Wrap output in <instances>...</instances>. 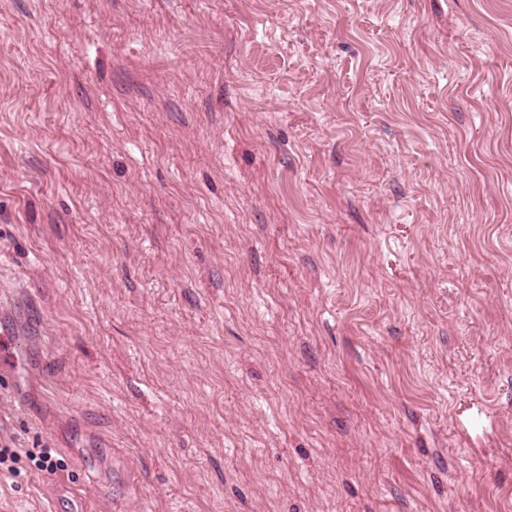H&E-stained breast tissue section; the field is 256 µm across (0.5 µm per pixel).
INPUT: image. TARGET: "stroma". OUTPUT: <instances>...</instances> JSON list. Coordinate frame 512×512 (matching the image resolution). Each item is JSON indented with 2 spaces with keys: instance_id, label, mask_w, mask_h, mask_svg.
Segmentation results:
<instances>
[{
  "instance_id": "1",
  "label": "stroma",
  "mask_w": 512,
  "mask_h": 512,
  "mask_svg": "<svg viewBox=\"0 0 512 512\" xmlns=\"http://www.w3.org/2000/svg\"><path fill=\"white\" fill-rule=\"evenodd\" d=\"M0 283V512H512V0H0ZM24 331L20 330L18 327L8 328L3 326L1 328L0 322V335H1V345L0 352H3V356L7 355L10 361L14 364L15 369H25L28 367L22 352L17 348L15 344H11L6 342V348L4 349V336H23ZM22 454H24L29 462L33 463L34 467L39 471L55 473L57 469L63 467L60 462L61 460L56 459L55 455H57V451L52 448L24 449L11 448L6 445L0 448V475L2 474V470H6L10 477L20 476L21 470L14 465L21 460Z\"/></svg>"
}]
</instances>
